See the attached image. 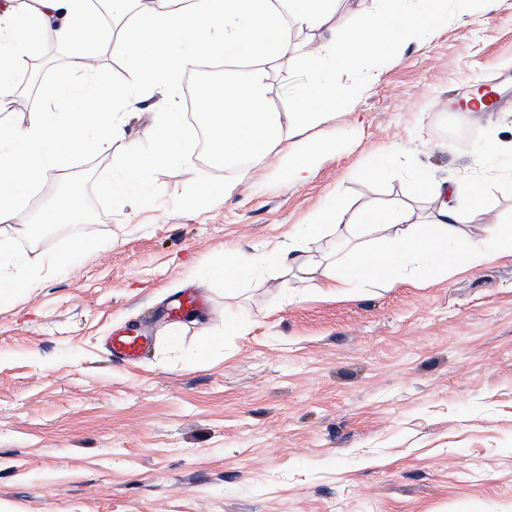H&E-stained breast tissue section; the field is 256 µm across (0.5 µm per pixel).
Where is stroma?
<instances>
[{
  "label": "stroma",
  "instance_id": "35a3bbf8",
  "mask_svg": "<svg viewBox=\"0 0 512 512\" xmlns=\"http://www.w3.org/2000/svg\"><path fill=\"white\" fill-rule=\"evenodd\" d=\"M70 53L49 44L32 65L37 105ZM376 69L372 92L301 134L335 141L303 183L271 157L225 194L223 166L192 143L121 207L103 190L109 151L70 156L37 185L29 215L79 183L97 247L75 252L66 223L7 233L31 263L67 261L0 303V512H512V255L296 297L276 261L334 198L427 214L417 170L474 176L512 222V179L477 162L512 141V0H472ZM480 85L500 87L506 108L466 112ZM168 97L134 106L129 139L151 147ZM239 254L267 267L231 298L207 271ZM191 288L203 307L169 314ZM228 318L240 335H224ZM119 327L151 338L136 364L109 356Z\"/></svg>",
  "mask_w": 512,
  "mask_h": 512
}]
</instances>
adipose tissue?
<instances>
[{"label": "adipose tissue", "mask_w": 512, "mask_h": 512, "mask_svg": "<svg viewBox=\"0 0 512 512\" xmlns=\"http://www.w3.org/2000/svg\"><path fill=\"white\" fill-rule=\"evenodd\" d=\"M337 0H111L119 32L112 51L125 56L128 76L111 84L85 60L92 45L85 33L99 23L89 0H0V112L11 111L20 93L18 70L44 40L72 46L73 79L56 85L60 109H38L20 125L0 124V224L17 223L27 192L61 159L87 146H111L124 137L126 111L155 85L174 86L185 70L204 58L224 61V88L218 99L203 98L209 150L232 172L224 185L233 192L249 177L251 162L276 158L277 174L306 179L316 149L297 156V136L321 128L332 112L351 107L372 90L375 62L386 49H401L427 38L448 18V0H387L381 9L363 8L346 27L336 24ZM310 82L287 108H277L275 89L295 67ZM192 132L177 102L160 114L154 146L145 152L127 145L115 157L120 179L106 183L116 203L129 185L144 181L156 163H177ZM484 209L477 185L453 182L435 198L430 220L397 204L359 223L334 201L314 215L315 231L347 225L351 234L375 236L378 248H355L330 260L316 256L312 239L293 238L278 254L294 288L350 287L355 278L400 270L403 261H442L474 269L512 253V226L489 218L480 234L469 231ZM41 266H26L22 254L0 239V302L36 287Z\"/></svg>", "instance_id": "obj_1"}]
</instances>
